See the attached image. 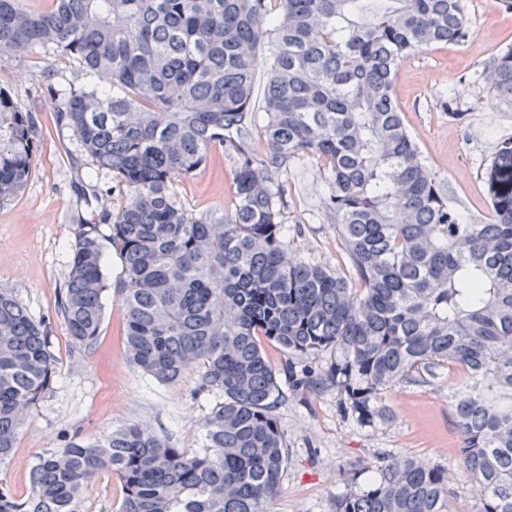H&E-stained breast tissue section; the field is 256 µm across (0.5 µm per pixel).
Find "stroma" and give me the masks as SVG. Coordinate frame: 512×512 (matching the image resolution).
<instances>
[{
    "instance_id": "stroma-1",
    "label": "stroma",
    "mask_w": 512,
    "mask_h": 512,
    "mask_svg": "<svg viewBox=\"0 0 512 512\" xmlns=\"http://www.w3.org/2000/svg\"><path fill=\"white\" fill-rule=\"evenodd\" d=\"M468 41L487 54L472 57L466 44L423 48L403 63L394 93L404 122L427 166L472 218L490 214L485 173L502 143L512 142V110L489 94L494 53L512 46V11L501 0H466ZM103 75L82 70L52 47L0 55V87L36 119L32 175L24 190L0 204V288L9 290L45 325L56 360V381L33 408L0 478L25 494L40 456L73 439H94L140 423L174 447L199 450L206 419L219 397L201 390L198 368L172 385H160L128 360L123 343L125 309L108 295L97 342L71 344L58 308L68 277V249L77 225L97 222L101 208H120L125 194L110 173L92 175L72 130L57 125L54 107L63 90L105 86ZM233 161L214 151L193 177L173 189L196 213L230 211ZM282 191L288 226L287 251L345 275L349 266L336 222L323 207L324 167L304 155L271 170ZM459 381L446 372L430 383L389 389L383 403L388 421L360 428L338 410L332 392H282L274 410L288 464L274 512H331L336 494L365 486L388 451L419 457L445 468L450 512H478L470 471L459 455L461 435L449 396ZM121 483L98 473L79 494L77 512H117Z\"/></svg>"
}]
</instances>
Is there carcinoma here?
I'll return each mask as SVG.
<instances>
[{
	"label": "carcinoma",
	"instance_id": "carcinoma-1",
	"mask_svg": "<svg viewBox=\"0 0 512 512\" xmlns=\"http://www.w3.org/2000/svg\"><path fill=\"white\" fill-rule=\"evenodd\" d=\"M467 34L465 0H52L41 13L0 0V52L53 46L112 83L55 107L87 164L126 193L78 225L58 302L71 343L96 342L112 291L138 369L170 385L195 366L223 397L202 450L142 424L72 441L39 458L24 496L0 479V512H76L104 470L122 483L118 512H273L287 456L266 342L293 358L291 392L334 391L361 427L386 420L387 389L462 370L450 394L460 459L479 512H512V146L487 172L490 218L475 220L423 163L393 95L416 51ZM488 90L512 108L511 46L492 58ZM260 110L264 160L246 145ZM35 137L32 113L0 87V202L30 179ZM217 147L234 159V207L220 218L172 190ZM305 154L324 163L350 278L288 258L269 171ZM109 248L122 262L114 283ZM325 353L319 371L296 365ZM54 380L43 325L0 289V466ZM332 512H449L445 472L388 452Z\"/></svg>",
	"mask_w": 512,
	"mask_h": 512
}]
</instances>
